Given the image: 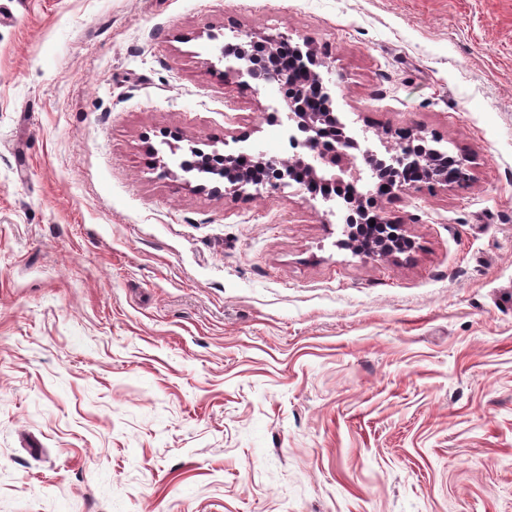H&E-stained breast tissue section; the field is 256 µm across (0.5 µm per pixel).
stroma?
Returning <instances> with one entry per match:
<instances>
[{
  "label": "stroma",
  "instance_id": "1",
  "mask_svg": "<svg viewBox=\"0 0 512 512\" xmlns=\"http://www.w3.org/2000/svg\"><path fill=\"white\" fill-rule=\"evenodd\" d=\"M277 33L466 159L409 248L177 167L291 156L218 60ZM0 512H512V0H0Z\"/></svg>",
  "mask_w": 512,
  "mask_h": 512
}]
</instances>
